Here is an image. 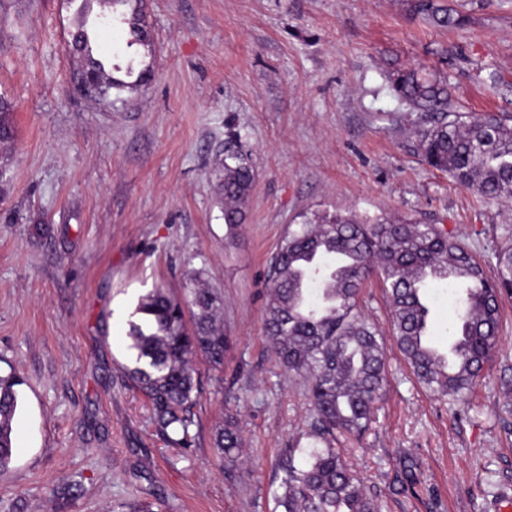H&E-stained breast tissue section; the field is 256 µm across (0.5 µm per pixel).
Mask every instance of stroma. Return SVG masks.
Instances as JSON below:
<instances>
[{"mask_svg": "<svg viewBox=\"0 0 512 512\" xmlns=\"http://www.w3.org/2000/svg\"><path fill=\"white\" fill-rule=\"evenodd\" d=\"M463 16L440 27L414 0H142L148 45L102 24L97 57L132 64L131 89L79 95L70 33L81 0H0V95L13 101V142L0 143V370L22 378L14 454L0 472V512H276V466L305 438L300 379L264 333L271 261L288 225L320 211L435 224L457 235L487 275L512 226V204L478 198L424 162L423 125L389 72L416 67L447 81L452 108L512 113V0H436ZM256 172L246 220L225 237L214 186L227 127ZM224 296L235 349L223 376L204 361L189 452L165 445L128 384V320L187 270ZM434 340L457 320L453 288L429 282ZM358 304L390 331L379 276ZM500 343L468 406L431 398L396 346L370 429L342 440L381 512H498L512 500V299ZM233 413L239 476L217 465L213 429Z\"/></svg>", "mask_w": 512, "mask_h": 512, "instance_id": "stroma-1", "label": "stroma"}]
</instances>
